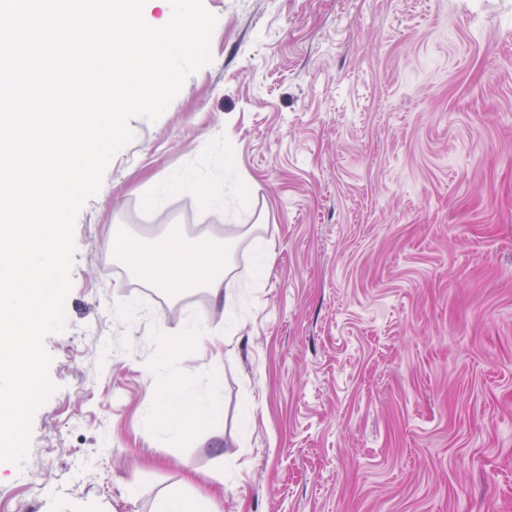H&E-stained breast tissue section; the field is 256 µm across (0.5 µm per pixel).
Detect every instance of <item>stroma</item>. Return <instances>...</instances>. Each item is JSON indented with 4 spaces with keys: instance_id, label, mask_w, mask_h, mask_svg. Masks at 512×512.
I'll list each match as a JSON object with an SVG mask.
<instances>
[{
    "instance_id": "1",
    "label": "stroma",
    "mask_w": 512,
    "mask_h": 512,
    "mask_svg": "<svg viewBox=\"0 0 512 512\" xmlns=\"http://www.w3.org/2000/svg\"><path fill=\"white\" fill-rule=\"evenodd\" d=\"M203 3L210 63L130 120L78 215L55 390L0 512L197 488L218 512H512V0ZM117 225L222 242V297L136 278ZM190 321L216 342L172 348ZM155 375L222 419L159 427Z\"/></svg>"
}]
</instances>
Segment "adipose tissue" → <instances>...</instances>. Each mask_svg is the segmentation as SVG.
I'll return each instance as SVG.
<instances>
[{
	"label": "adipose tissue",
	"instance_id": "adipose-tissue-1",
	"mask_svg": "<svg viewBox=\"0 0 512 512\" xmlns=\"http://www.w3.org/2000/svg\"><path fill=\"white\" fill-rule=\"evenodd\" d=\"M115 252L123 256L146 282L176 293L191 288L219 291L224 281V246L207 238L186 239L167 236L148 244L116 232ZM156 418L165 429L189 432L195 422L190 386L181 379H154Z\"/></svg>",
	"mask_w": 512,
	"mask_h": 512
}]
</instances>
